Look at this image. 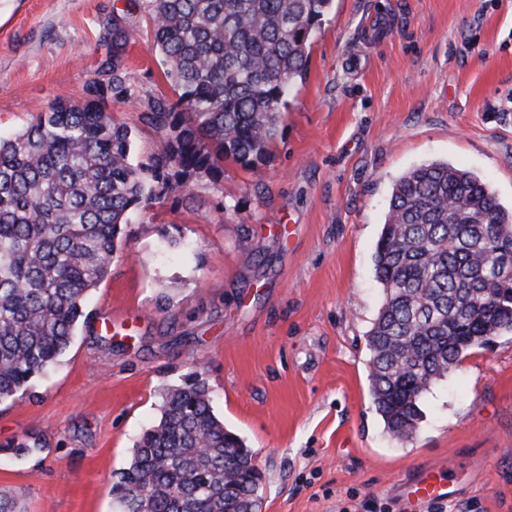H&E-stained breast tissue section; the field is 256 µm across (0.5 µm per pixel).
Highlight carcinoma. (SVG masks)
<instances>
[{
  "label": "carcinoma",
  "mask_w": 512,
  "mask_h": 512,
  "mask_svg": "<svg viewBox=\"0 0 512 512\" xmlns=\"http://www.w3.org/2000/svg\"><path fill=\"white\" fill-rule=\"evenodd\" d=\"M332 0H145L174 95L141 113L160 142L133 161L134 136L102 106L131 96L126 17L113 9L107 82L62 97L0 137V403L29 394L88 319L132 216L224 181V164L256 176L280 134L296 80ZM384 299L367 332L373 404L386 432L412 439L422 398L475 348L512 331V212L476 174L420 164L392 187L375 251ZM43 445L27 433L14 452ZM251 451L216 416L195 370L167 388L160 418L119 473L117 512H244L259 507Z\"/></svg>",
  "instance_id": "obj_1"
}]
</instances>
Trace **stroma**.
<instances>
[{
  "mask_svg": "<svg viewBox=\"0 0 512 512\" xmlns=\"http://www.w3.org/2000/svg\"><path fill=\"white\" fill-rule=\"evenodd\" d=\"M125 3L0 0V137L106 81ZM129 22L133 95L112 113L142 161L158 139L139 114L173 91L145 13ZM431 161L512 208V0H334L264 190L230 165L128 225L90 322L29 397L0 404V489L28 512H116V473L163 389L197 367L262 475L260 512H336L351 495L409 512L394 486L427 463L461 473L447 512H512V332L431 388L410 441L370 397L376 242L394 182ZM27 432L44 448L19 461L10 444Z\"/></svg>",
  "mask_w": 512,
  "mask_h": 512,
  "instance_id": "35a3bbf8",
  "label": "stroma"
}]
</instances>
